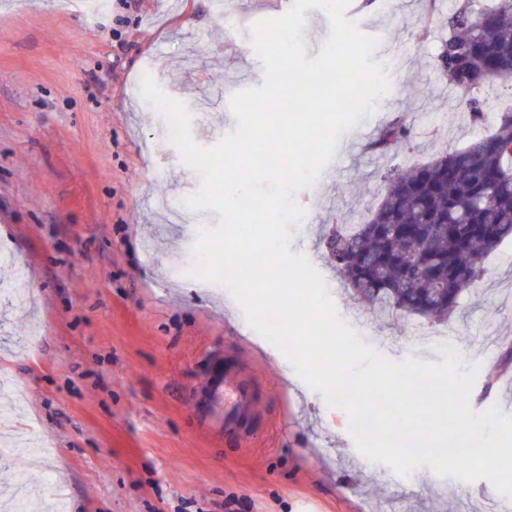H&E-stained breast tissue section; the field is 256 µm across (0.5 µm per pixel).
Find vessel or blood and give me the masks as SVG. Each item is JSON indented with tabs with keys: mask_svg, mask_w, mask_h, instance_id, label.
Wrapping results in <instances>:
<instances>
[{
	"mask_svg": "<svg viewBox=\"0 0 512 512\" xmlns=\"http://www.w3.org/2000/svg\"><path fill=\"white\" fill-rule=\"evenodd\" d=\"M195 402L203 423L228 436L245 430L257 413L251 386L233 368L212 369Z\"/></svg>",
	"mask_w": 512,
	"mask_h": 512,
	"instance_id": "vessel-or-blood-1",
	"label": "vessel or blood"
}]
</instances>
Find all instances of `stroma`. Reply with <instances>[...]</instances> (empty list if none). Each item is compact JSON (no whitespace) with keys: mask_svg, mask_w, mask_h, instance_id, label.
Returning a JSON list of instances; mask_svg holds the SVG:
<instances>
[{"mask_svg":"<svg viewBox=\"0 0 512 512\" xmlns=\"http://www.w3.org/2000/svg\"><path fill=\"white\" fill-rule=\"evenodd\" d=\"M0 0V282L27 303H0V440L45 444L0 466V497L17 481L25 512H491L500 494L481 478L447 480L422 466L387 481L350 434V419L313 389L292 360L255 329L220 282L198 288L200 226L182 211L200 187L170 140L163 110L144 99L142 72L182 104L203 147L235 131L229 98L261 86L256 21L293 0ZM346 18L391 46L375 51L389 90L373 114L342 134L336 176L300 191L306 208L289 247L322 275L341 317L392 361L440 363L429 321L377 317L353 300L326 259V225L357 224L385 191L380 172L429 161L487 134L512 109V79L481 94L472 122L433 66L448 11L438 0H350ZM163 54H155L156 45ZM413 127L394 155L369 149L396 114ZM464 366H478L470 405L506 394L512 367V244L488 263L450 323ZM249 380L260 416L246 442L207 428L193 407L208 357Z\"/></svg>","mask_w":512,"mask_h":512,"instance_id":"stroma-1","label":"stroma"}]
</instances>
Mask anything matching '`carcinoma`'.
Segmentation results:
<instances>
[{"instance_id": "obj_1", "label": "carcinoma", "mask_w": 512, "mask_h": 512, "mask_svg": "<svg viewBox=\"0 0 512 512\" xmlns=\"http://www.w3.org/2000/svg\"><path fill=\"white\" fill-rule=\"evenodd\" d=\"M446 28L434 68L475 119L482 90L512 78V0L486 9L460 0ZM412 133L399 115L373 147L389 154ZM383 178L387 191L364 223L333 224L324 234L332 267L379 314L449 322L486 259L512 239V113L465 147Z\"/></svg>"}]
</instances>
